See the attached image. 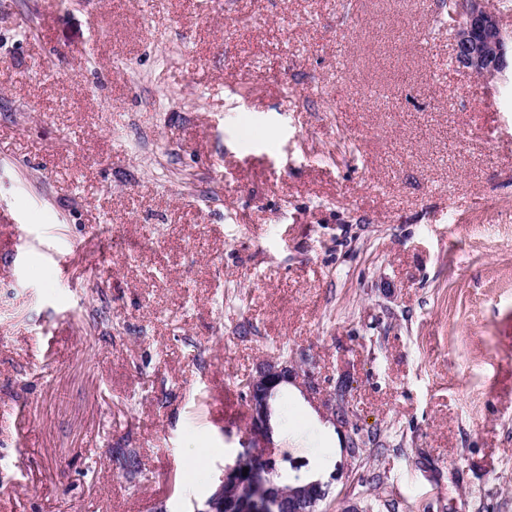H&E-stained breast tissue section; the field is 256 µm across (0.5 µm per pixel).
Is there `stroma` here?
I'll return each instance as SVG.
<instances>
[{
  "label": "stroma",
  "mask_w": 512,
  "mask_h": 512,
  "mask_svg": "<svg viewBox=\"0 0 512 512\" xmlns=\"http://www.w3.org/2000/svg\"><path fill=\"white\" fill-rule=\"evenodd\" d=\"M451 34L436 0H0V512H193L284 350L363 438L281 392L318 512H512V79Z\"/></svg>",
  "instance_id": "obj_1"
}]
</instances>
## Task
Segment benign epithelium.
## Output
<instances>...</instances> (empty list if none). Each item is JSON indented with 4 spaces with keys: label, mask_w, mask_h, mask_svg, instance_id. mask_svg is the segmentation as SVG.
I'll return each mask as SVG.
<instances>
[{
    "label": "benign epithelium",
    "mask_w": 512,
    "mask_h": 512,
    "mask_svg": "<svg viewBox=\"0 0 512 512\" xmlns=\"http://www.w3.org/2000/svg\"><path fill=\"white\" fill-rule=\"evenodd\" d=\"M452 60L456 67L487 82H504L512 76V33L503 25L500 13L487 0H466L465 14L451 26ZM301 388L304 395L326 413L333 425L347 433L346 451L358 453L356 428L346 410L345 392L327 389L314 373L295 359L263 363L246 382L248 392L249 435L242 440L237 461L224 465L210 496L198 512H223L225 494L239 491L249 478L242 475L240 458L275 460L271 418L273 403L288 385ZM294 476L287 485L270 494L273 512H316L317 504L330 492V483L311 481L300 474L301 466L292 465Z\"/></svg>",
    "instance_id": "obj_1"
}]
</instances>
